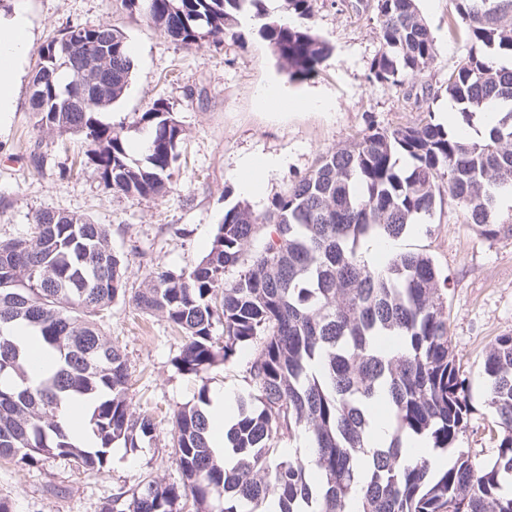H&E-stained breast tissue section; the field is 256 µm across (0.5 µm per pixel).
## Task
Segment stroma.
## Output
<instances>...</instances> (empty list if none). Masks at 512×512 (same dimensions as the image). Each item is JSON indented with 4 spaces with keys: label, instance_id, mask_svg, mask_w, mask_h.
I'll use <instances>...</instances> for the list:
<instances>
[{
    "label": "stroma",
    "instance_id": "stroma-1",
    "mask_svg": "<svg viewBox=\"0 0 512 512\" xmlns=\"http://www.w3.org/2000/svg\"><path fill=\"white\" fill-rule=\"evenodd\" d=\"M436 43L429 68L408 75L403 86L371 80L380 50L376 0H311L305 26L331 47L314 77L289 80L260 23L246 19L223 41L206 38L184 48L162 35L144 10L124 0H0V13L23 7L30 19V49L17 88L15 110L0 122V240L25 236L35 216L61 211L90 217L112 230V248L127 265L130 285L156 267L178 272L195 266L212 245L224 212L244 201L264 215L318 158L374 129L413 126L453 111L445 86L465 58L464 33L450 29L454 0H416ZM111 23L126 36L134 59L124 96L99 115L129 141L142 135L140 117L163 104L183 129L168 191L130 199L104 185L78 137L39 128L30 110L32 76L40 49L71 26ZM289 85L300 97L325 99L322 108L269 111L262 88ZM278 160L264 195L245 198L234 178L245 162ZM401 251L429 254L447 276L448 335L470 387L473 413L463 439L479 459L497 454L489 435L493 413L485 403V352L497 337L512 335V233L491 237L467 223L444 200L418 230L398 239ZM103 330L125 353L129 396L155 423L152 443L114 447L104 475L83 472L59 458L24 469L0 461V498L12 512H99L115 494L137 488L155 471L168 481L171 417L192 405L200 388L245 393L253 348L187 376L173 364L183 339L165 318L116 302Z\"/></svg>",
    "mask_w": 512,
    "mask_h": 512
}]
</instances>
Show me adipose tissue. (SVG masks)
<instances>
[{"label":"adipose tissue","mask_w":512,"mask_h":512,"mask_svg":"<svg viewBox=\"0 0 512 512\" xmlns=\"http://www.w3.org/2000/svg\"><path fill=\"white\" fill-rule=\"evenodd\" d=\"M29 27L24 11L0 14V117L15 109L16 83L29 46Z\"/></svg>","instance_id":"ef3b65f1"}]
</instances>
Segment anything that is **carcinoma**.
Instances as JSON below:
<instances>
[{
	"label": "carcinoma",
	"mask_w": 512,
	"mask_h": 512,
	"mask_svg": "<svg viewBox=\"0 0 512 512\" xmlns=\"http://www.w3.org/2000/svg\"><path fill=\"white\" fill-rule=\"evenodd\" d=\"M149 20L189 48L219 40L262 0H145ZM288 15L260 27L293 81L318 72L330 46L294 24L310 0H284ZM455 25L470 41L467 57L449 75L446 92L466 124L489 102L505 107L484 134L470 138L433 121L375 130L319 158L264 216L242 204L224 213L208 254L179 273L157 267L137 288L112 249L111 231L90 218L42 211L26 236L0 242V458L33 468L49 457L102 474L116 443L138 448L154 423L128 398L129 368L119 346L97 322L100 312L127 300L160 314L181 330L174 364L185 375L257 346L248 371L250 398L237 402L226 438L234 455L218 463L208 441V392L172 417L170 458L182 483L149 472L101 512H178L189 494L196 512H512V336L486 352L483 373L494 415L497 455L485 462L458 443L472 405L448 336L442 273L423 252L395 254L369 266L361 240L402 237L441 200V188L466 221L495 235L497 195L512 193V0H455ZM381 51L372 80L393 87L428 68L435 40L415 0H376ZM93 41L110 60L112 85L79 109L65 88L76 79L62 55L67 35ZM56 90L32 77L30 107L37 125L79 135L104 184L129 197L166 190L183 129L162 105L143 112L145 164L131 159L120 133L98 119L127 90L133 60L124 34L108 23L71 27L54 46ZM408 162L398 167L400 158ZM271 224L261 250L251 252L260 226ZM246 264L237 278L226 271ZM24 324L56 361L36 386L26 384L25 356L9 330ZM224 345H219L217 327ZM389 396V444L369 445L370 403ZM94 402L93 448H81L59 421L67 400ZM405 435L425 437L448 458L435 466L403 456ZM309 438L308 454L291 447Z\"/></svg>",
	"instance_id": "obj_1"
}]
</instances>
